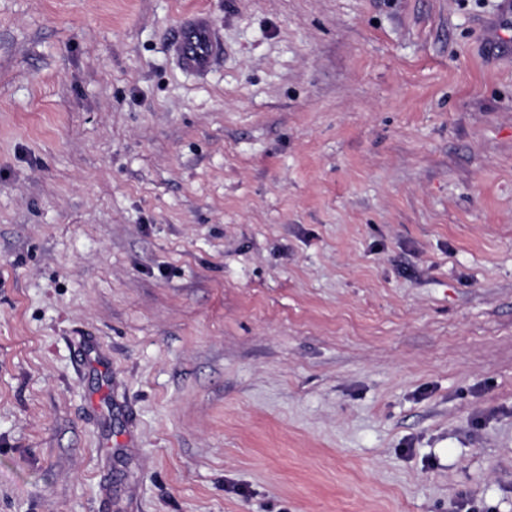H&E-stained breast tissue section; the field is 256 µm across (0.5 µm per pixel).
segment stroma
Returning a JSON list of instances; mask_svg holds the SVG:
<instances>
[{
    "instance_id": "obj_1",
    "label": "stroma",
    "mask_w": 512,
    "mask_h": 512,
    "mask_svg": "<svg viewBox=\"0 0 512 512\" xmlns=\"http://www.w3.org/2000/svg\"><path fill=\"white\" fill-rule=\"evenodd\" d=\"M500 3L0 0V512H512ZM174 44L181 64L196 72L208 70L217 52L212 26L205 17L185 23L176 32Z\"/></svg>"
}]
</instances>
